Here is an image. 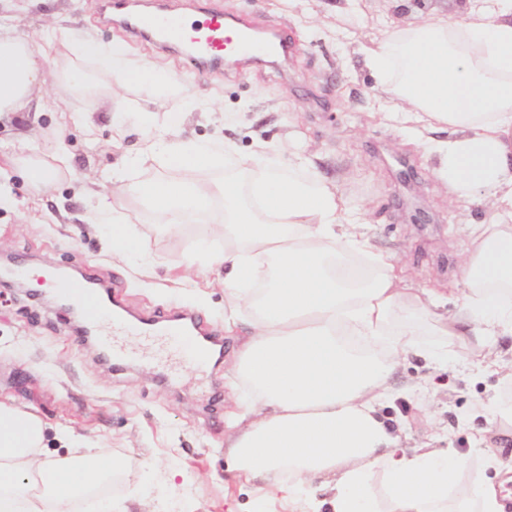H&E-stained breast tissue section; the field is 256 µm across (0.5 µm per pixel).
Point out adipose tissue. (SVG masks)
<instances>
[{"instance_id": "adipose-tissue-1", "label": "adipose tissue", "mask_w": 512, "mask_h": 512, "mask_svg": "<svg viewBox=\"0 0 512 512\" xmlns=\"http://www.w3.org/2000/svg\"><path fill=\"white\" fill-rule=\"evenodd\" d=\"M360 53L384 91L378 110L426 132L449 199L464 204L477 193L491 213L469 237L453 313H433L432 294L403 286L392 256L372 253L359 212L312 172L308 157L284 162L265 144L237 173L200 180L199 172L223 164L226 145L184 136L197 108L185 84L117 44L84 39L73 50L79 60H106L117 86L139 85L151 104L139 117V148L112 173L115 191L148 205L168 233L212 202L224 204L184 263L201 276L223 268L224 328L241 338L233 368L250 400L227 424L233 480L261 502L273 490L305 498L310 512H512V496L492 481H459L449 449L402 448L380 414L408 355L442 361L419 342L417 312L430 315L433 335L473 337L483 363L512 384V362L500 349L512 338V0H469L453 19L392 29ZM45 58L0 26V114L22 111L48 81L63 96L94 94L75 67L45 75ZM16 160L39 190L69 171L60 157L33 150ZM150 162L166 175L133 179ZM77 192L107 226L108 245H136L112 193L84 184ZM216 237L223 249L213 247ZM359 255L371 271L353 264ZM44 431L35 413L0 403V512H72L120 471L112 457L88 451L47 457Z\"/></svg>"}]
</instances>
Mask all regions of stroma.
<instances>
[{"label":"stroma","mask_w":512,"mask_h":512,"mask_svg":"<svg viewBox=\"0 0 512 512\" xmlns=\"http://www.w3.org/2000/svg\"><path fill=\"white\" fill-rule=\"evenodd\" d=\"M166 4L191 18L217 6L228 19L256 21L266 33L287 27L294 49L271 63L243 58L199 72L180 52L99 26L92 0H25L22 8L0 9V24L35 48L48 49L60 69L71 63L70 43L89 35L104 44L121 42L155 70L174 73L209 107L187 116L185 136L231 139L242 157L263 143L284 151L297 146L359 210L374 247L396 257L413 287L436 291L439 312L455 311L463 252L472 225L487 220V209L476 199L450 205L423 138L410 126L376 115L382 91L358 47L395 25L455 16L461 0H427L424 8L405 14L398 0H361L358 9L347 11L340 10V0ZM114 90L108 109L78 95L62 100L48 90L24 111L0 115V260L22 261L41 272L91 273L113 285L125 313L197 310L206 326L223 333V269L194 288L181 283L177 269L204 224L188 221L180 234L169 236L138 199L113 195L114 209L139 233L136 249L123 257L105 247L103 227L91 223L85 202L73 191L86 179L111 187L113 170L140 145L135 114L144 99L134 86ZM86 110L95 123L90 134L72 118ZM23 142L65 155L70 177L35 193L14 163ZM403 165L412 175L407 185L396 178ZM417 204L428 211L429 223H413ZM40 293L36 299L26 288L0 285V402L29 408L45 422V455L66 454L58 439L62 429L112 455L122 465L110 492L115 512H254L255 494L224 472V418L244 410L229 388L236 337L225 336L220 364L199 368L189 364L187 346L132 336L128 344L136 360L115 368L101 361L97 343L79 339L74 317L53 292L44 287ZM423 342L447 348L448 366L437 371L424 358L408 357L382 408L385 421L402 447L435 439L450 449L463 464V480L493 478L476 440L492 427L488 396L510 400L512 385L492 371H477L481 354L472 345L442 336Z\"/></svg>","instance_id":"35a3bbf8"}]
</instances>
